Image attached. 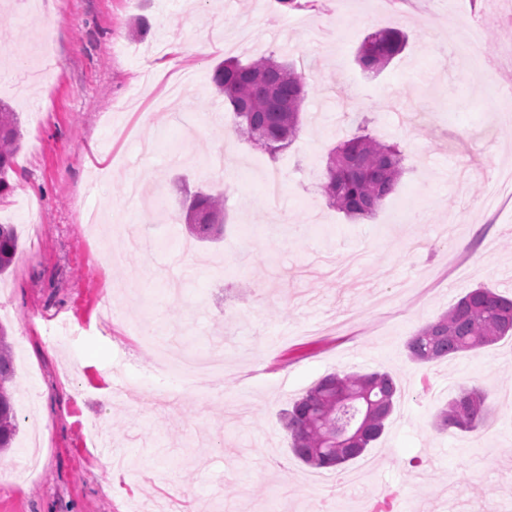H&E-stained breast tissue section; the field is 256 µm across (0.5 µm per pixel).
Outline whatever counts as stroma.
<instances>
[{"label": "stroma", "instance_id": "1", "mask_svg": "<svg viewBox=\"0 0 512 512\" xmlns=\"http://www.w3.org/2000/svg\"><path fill=\"white\" fill-rule=\"evenodd\" d=\"M384 28L407 47L363 73L356 50ZM0 32L24 134L0 200L19 246L0 279L19 417L0 512H309L353 475L362 512H512V339L430 364L406 348L473 288L512 297V201L486 199L512 167V0H0ZM269 54L306 78L302 131L274 159L225 139L212 83L219 61ZM361 128L399 144L404 172L354 222L319 182ZM185 186L223 189V240L186 232ZM152 338L222 349L223 398L156 372ZM375 371L398 395L373 447L336 469L295 457L282 412L327 374ZM474 385L484 426L438 430Z\"/></svg>", "mask_w": 512, "mask_h": 512}]
</instances>
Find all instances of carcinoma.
<instances>
[{
  "mask_svg": "<svg viewBox=\"0 0 512 512\" xmlns=\"http://www.w3.org/2000/svg\"><path fill=\"white\" fill-rule=\"evenodd\" d=\"M406 37L398 29L378 31L362 42L357 64L378 71L399 55ZM212 82L233 114L239 136L269 157L286 151L302 129L305 77L274 55L245 64L227 59L213 70ZM22 133L16 113L0 102V198L13 190L16 154ZM403 155L395 144L368 134L340 142L330 153L321 183L329 204L352 220L373 217L395 190ZM189 234L203 242L215 240L224 226V192H196L184 212ZM18 237L12 224H0V276L12 271ZM5 328L0 326V450L11 447L17 431L13 401L14 369ZM512 336V299L479 286L460 298L448 312L421 327L407 343L409 357L419 363L450 359L493 345ZM397 386L385 372L333 373L320 379L284 412L291 451L317 469L339 467L364 453L382 435ZM489 392L467 388L448 400L436 415L442 429L475 432L485 422ZM350 429L353 439L336 437Z\"/></svg>",
  "mask_w": 512,
  "mask_h": 512,
  "instance_id": "obj_1",
  "label": "carcinoma"
}]
</instances>
